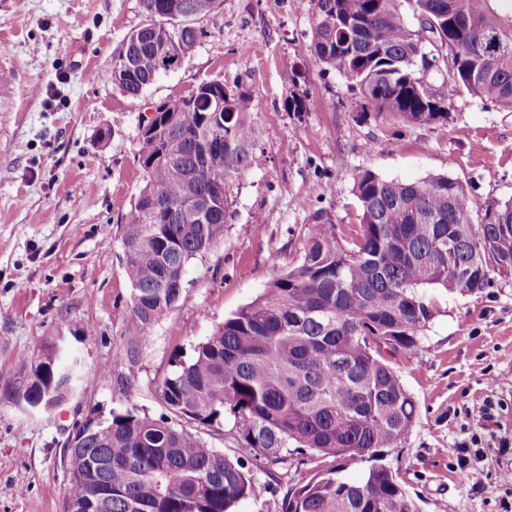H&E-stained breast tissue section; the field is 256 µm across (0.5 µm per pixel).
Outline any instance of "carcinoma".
Returning a JSON list of instances; mask_svg holds the SVG:
<instances>
[{
	"instance_id": "1",
	"label": "carcinoma",
	"mask_w": 512,
	"mask_h": 512,
	"mask_svg": "<svg viewBox=\"0 0 512 512\" xmlns=\"http://www.w3.org/2000/svg\"><path fill=\"white\" fill-rule=\"evenodd\" d=\"M219 0H142V25L112 64L126 71L122 89L139 96L159 76L158 54L186 56ZM432 18L437 54L473 97L512 112V0H409ZM311 44L318 60L349 82L379 119L407 125L448 120L444 99L430 100L417 76L425 59L421 32L403 20L397 0H316ZM219 98L224 110L209 100ZM251 97L218 85L158 109L140 134L144 184L122 217L121 243L131 287L124 332L127 369L112 379L122 390L138 379L141 343L181 300L189 263L224 240L228 191L261 154L248 114ZM353 193L362 215L348 229L320 212L308 225L296 260L198 343L177 355L157 382L165 413L129 405L86 435L67 457L72 497L94 491L90 463L102 460L112 485L105 512H234L253 493V468L285 486L281 512H417L386 465L362 479H301L307 452L360 460L395 448L416 421V405L373 337L391 352L419 348L441 298L472 295L492 275L512 270V200L483 228L478 203L460 181L430 175L417 183L358 173ZM210 198L202 221L191 198ZM457 242L448 253V238ZM30 394L77 385L80 365L57 344L30 366ZM196 428L192 432L182 425ZM230 426L238 448L229 457L202 436ZM280 464L282 474L268 469Z\"/></svg>"
}]
</instances>
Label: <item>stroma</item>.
I'll return each mask as SVG.
<instances>
[{"mask_svg":"<svg viewBox=\"0 0 512 512\" xmlns=\"http://www.w3.org/2000/svg\"><path fill=\"white\" fill-rule=\"evenodd\" d=\"M142 19L141 0H0V68L12 76L0 110V512H64L75 427L129 403L162 414L156 380L173 354L191 352L285 271L315 213L359 223L357 172L457 179L481 203L477 224L512 199V112L472 97L441 63L420 76L445 99L447 121L407 126L363 113L310 46L314 0H220L180 67L133 97L104 74ZM209 81L249 93L264 158L230 190L223 242L188 266L182 299L149 330L138 380L123 393L103 374L126 368L120 225L142 186L141 125ZM60 339L82 361L77 391L51 412L24 411V371ZM390 363L417 421L377 456L418 512H506L512 274L442 302L422 346ZM475 435L484 447L477 489L457 466L460 453L475 454L459 448Z\"/></svg>","mask_w":512,"mask_h":512,"instance_id":"35a3bbf8","label":"stroma"}]
</instances>
